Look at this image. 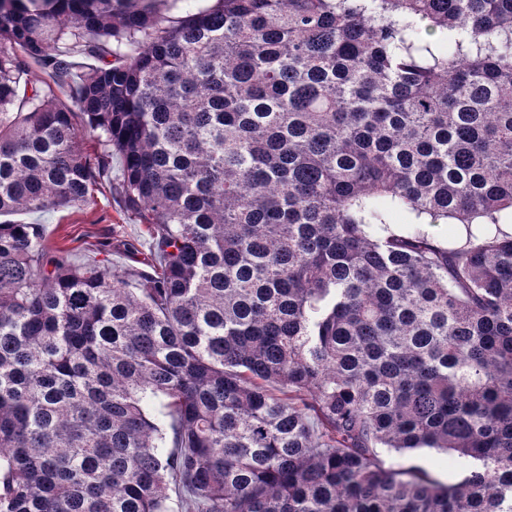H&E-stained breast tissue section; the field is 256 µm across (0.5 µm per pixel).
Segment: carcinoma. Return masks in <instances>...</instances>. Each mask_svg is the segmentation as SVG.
<instances>
[{"label":"carcinoma","mask_w":512,"mask_h":512,"mask_svg":"<svg viewBox=\"0 0 512 512\" xmlns=\"http://www.w3.org/2000/svg\"><path fill=\"white\" fill-rule=\"evenodd\" d=\"M158 2L0 0V216L152 239L0 221V512H512V0ZM120 159L112 158V190L108 183L94 189L91 200L80 208H55L40 215L18 214L1 217L4 220H20L27 224H43L48 244L52 248L69 251L72 261H83L104 243L109 249L108 258L118 269H147L150 258V239L146 226L127 212L121 201L117 177ZM91 245L93 247H91ZM379 454L387 464H413L445 483H457L465 475L458 467L455 456L433 449L423 448L399 454L388 448H380Z\"/></svg>","instance_id":"cac0c4a2"}]
</instances>
